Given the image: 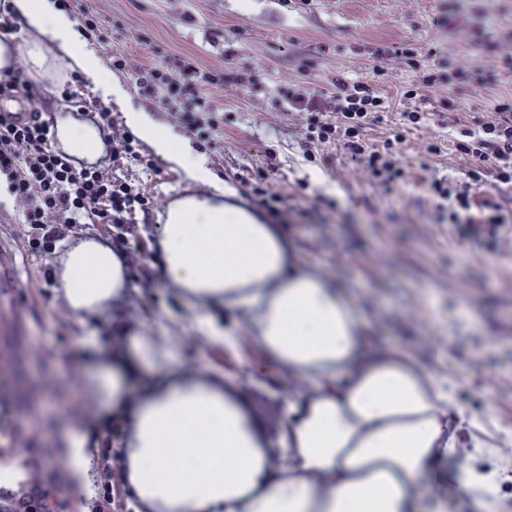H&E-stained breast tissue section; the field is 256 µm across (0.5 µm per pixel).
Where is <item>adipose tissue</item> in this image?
I'll return each instance as SVG.
<instances>
[{
  "label": "adipose tissue",
  "instance_id": "1",
  "mask_svg": "<svg viewBox=\"0 0 512 512\" xmlns=\"http://www.w3.org/2000/svg\"><path fill=\"white\" fill-rule=\"evenodd\" d=\"M23 42L0 39V76L25 64L46 84L82 72L104 100L127 92L89 50L57 0H10ZM128 127L186 177L213 184L206 158L190 143L126 108ZM63 149L94 160L105 142L90 122L53 118ZM164 286L178 288L198 325L233 345L210 312L221 306L247 320L254 341L283 371L307 382L277 429L253 411L239 382L218 374L170 371L131 399L139 369L169 368L168 350L141 341L112 364L104 389L130 424L131 480L163 512H441L418 494L420 476L443 478L456 460L448 434L451 391L440 375L386 352H370L351 305L315 270L297 269L278 225L212 197L171 203L161 226ZM60 289L76 314L106 306L125 286L108 245L79 241L61 254Z\"/></svg>",
  "mask_w": 512,
  "mask_h": 512
}]
</instances>
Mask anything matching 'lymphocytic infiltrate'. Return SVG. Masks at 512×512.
Instances as JSON below:
<instances>
[{
  "mask_svg": "<svg viewBox=\"0 0 512 512\" xmlns=\"http://www.w3.org/2000/svg\"><path fill=\"white\" fill-rule=\"evenodd\" d=\"M471 44L484 55L496 57L497 65L461 67L443 50L431 48L419 56L405 44L373 51L374 61L398 59L417 72L415 83L402 94L404 100H426L431 105L427 111L416 107L401 112V133L380 148L369 146L364 138L366 128L379 121L388 108L378 86L340 77L327 93L279 89L283 111L304 120V159L313 161L320 145L335 141L378 183L396 186L405 176L400 161L405 132L419 128L425 113L455 111V95L467 85L492 87L501 83L503 71H512V56L502 53L499 41L488 37L485 30L472 31ZM233 81V74L200 69L192 58L184 56L136 73L142 96L172 112L182 126L211 147L217 146L224 130V113L209 92ZM444 86L449 96L430 98L431 89ZM20 91L32 105L24 121L0 120V176L22 206L29 252L51 255L59 243L77 232V217L88 216L106 227L108 242L132 281L149 287L153 280L150 263L158 241L151 226L134 221L136 212L148 211V197L130 180L106 169L75 166L66 155L52 149L48 124L34 105L36 93L28 88L22 71L0 78V99L14 98ZM454 145L473 166L464 185L432 175L429 190L437 211L447 214L452 224H511L512 211L496 203L477 205L471 189L489 173L499 183L512 186V94L498 97L489 116L475 117L472 125L459 129ZM127 429L128 423L120 414L108 413L88 432L86 448L100 463L96 479L101 499L96 512H132L122 474Z\"/></svg>",
  "mask_w": 512,
  "mask_h": 512,
  "instance_id": "lymphocytic-infiltrate-1",
  "label": "lymphocytic infiltrate"
}]
</instances>
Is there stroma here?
<instances>
[{
    "instance_id": "35a3bbf8",
    "label": "stroma",
    "mask_w": 512,
    "mask_h": 512,
    "mask_svg": "<svg viewBox=\"0 0 512 512\" xmlns=\"http://www.w3.org/2000/svg\"><path fill=\"white\" fill-rule=\"evenodd\" d=\"M112 39H87L103 66L123 52L132 69L118 73L134 108L159 125L190 137L217 177L215 186L186 179L146 144L139 152L152 168L125 164L123 174L140 181L151 205L138 213L141 224H158L168 205L188 196L224 191V202L247 208L240 167L264 177L270 192L288 197L295 211L282 233L297 267L321 271L347 299L361 320L368 344L411 360L446 378L452 400L448 417L457 448L467 462L498 474L500 506L512 502V223L482 239L459 225L439 220L428 190L431 168L465 180L471 162L453 144L457 128L475 113L490 111L497 97L512 93V75L496 87H476L459 95L457 111L407 132L403 145L405 181L387 190L340 145L323 146L316 162H306L297 145L300 118H287L265 90L244 94L234 84L215 91L224 110V146L211 148L164 109L140 95L133 69L162 65L165 56L182 55L208 70L257 75L284 87H328L343 76L372 81L390 104L380 122L369 126V145L382 147L398 131L401 92L414 72L394 61L385 75L372 71L370 51L411 43L426 51L443 44L449 57L466 66L483 64L467 32L440 33L431 23L441 7L455 4L469 24L488 29L498 41L512 39V0H81ZM441 141L442 154L427 159L423 144ZM0 245L13 256L22 284L26 314L0 318V364L9 367L15 395L11 420L31 434L39 448H62L63 434H87L90 424L111 410L105 394L93 391L71 404L54 391L67 383L76 360L82 380L100 378L97 330L87 316L74 314L58 286L43 279L42 259L26 251L18 205H0ZM155 286L124 288L99 320L128 318L130 336H149L166 345L175 365L189 373L221 372L249 392L254 410L269 427L281 419L283 403L306 392L308 383L280 372L252 339L248 324L223 309L212 315L236 330L225 348L224 365L209 359L212 339L197 326L194 310L162 288L161 264H154ZM49 352L38 363L34 348Z\"/></svg>"
}]
</instances>
